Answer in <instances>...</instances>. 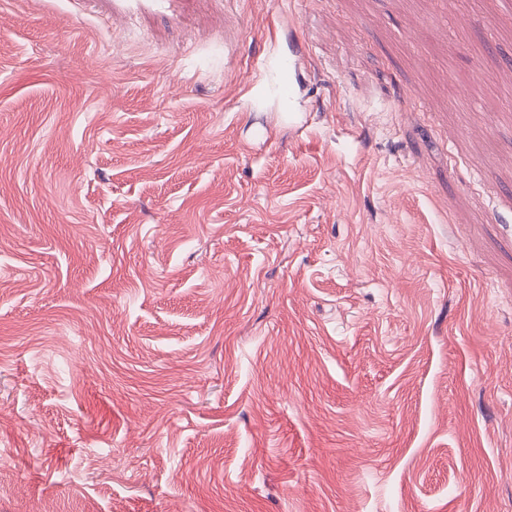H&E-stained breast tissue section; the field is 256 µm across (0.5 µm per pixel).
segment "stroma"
<instances>
[{"mask_svg":"<svg viewBox=\"0 0 512 512\" xmlns=\"http://www.w3.org/2000/svg\"><path fill=\"white\" fill-rule=\"evenodd\" d=\"M511 87L504 0H0V512H512ZM301 63L299 58L288 57V59L265 58L257 67L259 76L271 73L275 78L274 88L278 94L288 96L292 92V76Z\"/></svg>","mask_w":512,"mask_h":512,"instance_id":"35a3bbf8","label":"stroma"}]
</instances>
